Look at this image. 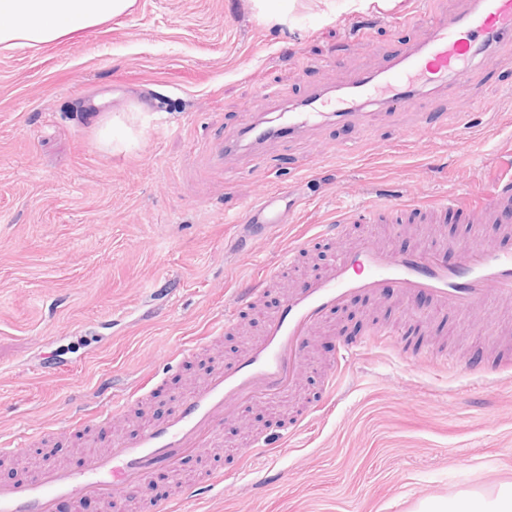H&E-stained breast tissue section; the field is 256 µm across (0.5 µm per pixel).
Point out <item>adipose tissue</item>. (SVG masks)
Returning <instances> with one entry per match:
<instances>
[{"label":"adipose tissue","instance_id":"1","mask_svg":"<svg viewBox=\"0 0 512 512\" xmlns=\"http://www.w3.org/2000/svg\"><path fill=\"white\" fill-rule=\"evenodd\" d=\"M134 0H0V46L48 44L124 14ZM416 512H512V484L446 500L422 501Z\"/></svg>","mask_w":512,"mask_h":512}]
</instances>
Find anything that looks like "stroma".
Wrapping results in <instances>:
<instances>
[{"instance_id":"35a3bbf8","label":"stroma","mask_w":512,"mask_h":512,"mask_svg":"<svg viewBox=\"0 0 512 512\" xmlns=\"http://www.w3.org/2000/svg\"><path fill=\"white\" fill-rule=\"evenodd\" d=\"M467 0H288L284 20L256 0H135L96 29L37 47L0 48V434L24 440L0 479L46 459L75 468L104 445L71 425L111 393L133 391L113 438L136 413L164 415L212 360L236 358L261 325L166 359L225 310L236 289L277 265L298 237L397 192L406 201L474 197L512 160V44L463 87L415 111L327 121L292 140L216 157L229 130L272 121L277 104L335 88L419 40L430 14ZM283 222L238 226L277 188ZM417 317L396 298L361 299L307 344V373L278 408L226 419L220 447L185 460L222 485L182 512H414L426 498L512 482V306L486 330L426 297ZM396 334L324 380L338 343L371 327ZM453 354L448 365L438 362ZM301 427L269 462H242L252 438ZM70 425L62 439L51 429Z\"/></svg>"}]
</instances>
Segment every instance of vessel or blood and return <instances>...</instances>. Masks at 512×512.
Masks as SVG:
<instances>
[{
  "label": "vessel or blood",
  "mask_w": 512,
  "mask_h": 512,
  "mask_svg": "<svg viewBox=\"0 0 512 512\" xmlns=\"http://www.w3.org/2000/svg\"><path fill=\"white\" fill-rule=\"evenodd\" d=\"M505 43H512V0H468L460 13L436 14L424 37L405 45L376 74H350L337 89L341 120L369 118L378 109L411 110L424 97H436L487 63ZM325 94H311L299 111L281 113L275 126L254 123L246 132L253 142L300 132L322 118ZM476 214L461 212L457 203L439 200L409 204L389 197L350 213L345 224H327L317 236L298 240L285 262L293 264L316 239L342 242L336 259L306 275L272 308L264 302L280 276L272 271L238 289L233 308L225 312L221 332L239 327L241 313L262 311L260 336L237 358L216 364L194 390L178 396L168 416L154 419L119 442L94 453L83 469L65 465L42 469L31 480L0 483V512H79L85 499L118 505L144 493L154 470L179 471L192 452L208 446V436L225 417L247 404L284 397L305 373L304 348L310 336L337 308L358 298L398 295L405 301L428 297L435 309L470 315L489 322V307L512 303V251L496 240L512 230V175H500L486 190ZM425 222L469 224L477 233L456 263L447 264V243L405 252L384 248L369 236L351 237L353 224H404L409 217ZM261 220L267 234L280 221L265 205L248 206L241 222Z\"/></svg>",
  "instance_id": "obj_1"
}]
</instances>
